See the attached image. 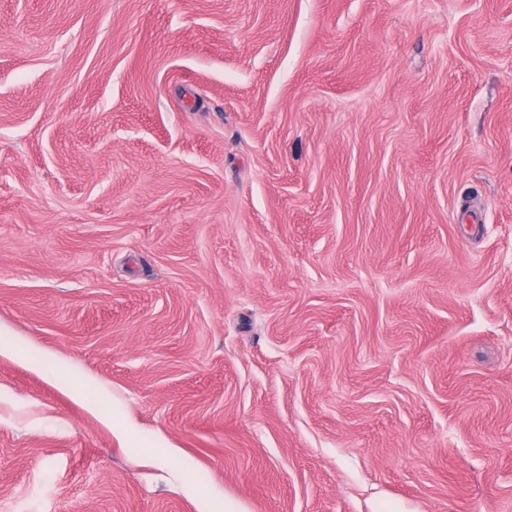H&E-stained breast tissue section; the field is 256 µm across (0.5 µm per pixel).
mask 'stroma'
<instances>
[{
    "mask_svg": "<svg viewBox=\"0 0 512 512\" xmlns=\"http://www.w3.org/2000/svg\"><path fill=\"white\" fill-rule=\"evenodd\" d=\"M0 512H512V0H0Z\"/></svg>",
    "mask_w": 512,
    "mask_h": 512,
    "instance_id": "35a3bbf8",
    "label": "stroma"
}]
</instances>
